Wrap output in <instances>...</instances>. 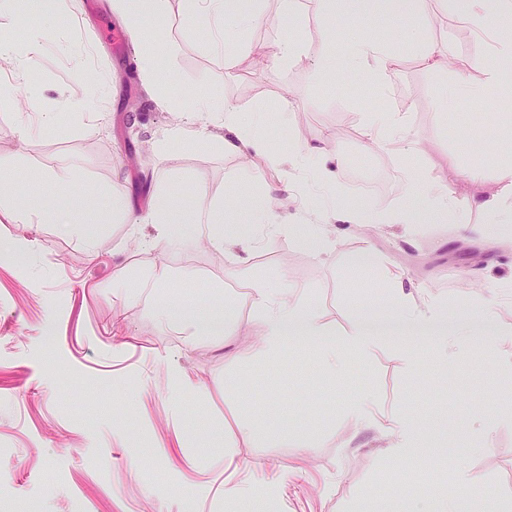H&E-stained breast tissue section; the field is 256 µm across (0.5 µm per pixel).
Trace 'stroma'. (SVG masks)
Masks as SVG:
<instances>
[{"instance_id":"stroma-1","label":"stroma","mask_w":512,"mask_h":512,"mask_svg":"<svg viewBox=\"0 0 512 512\" xmlns=\"http://www.w3.org/2000/svg\"><path fill=\"white\" fill-rule=\"evenodd\" d=\"M262 5L264 20L217 53L177 0H167L144 34L161 55L162 108L138 68L141 42L112 0H61L44 52L27 63L26 87L0 97V162L36 215L31 224L0 223V237L31 244L24 265L0 258V512H429L445 491L459 512L512 505V233L484 236L495 218L469 204L498 191L501 171L512 166V89L460 96L461 84L483 80L471 63L488 45L454 14L428 24L437 0H426L420 18L364 16L352 24L339 0H295L286 23L276 19L279 0ZM354 32L397 53L384 79L346 69ZM284 37L299 41L306 57L270 69L264 51ZM425 40L447 43L454 67L422 66ZM80 56L87 68L76 65ZM326 58L339 73L318 71ZM186 91L260 111L281 163L212 148L208 129L199 144L157 152ZM81 100L105 109L99 133L84 132L73 108ZM289 102L299 110L286 118ZM37 108L56 113V128L20 138L18 113ZM382 111L406 113L410 141L367 143L363 122ZM311 143L321 145L347 199L360 192L348 175L358 160L388 174L387 188L367 196L379 208L398 206L417 175L449 185L457 206L412 224L333 220V247L321 256L284 233L232 277L205 236L162 252L152 226L134 232L112 221L107 188L124 191L140 214L161 184L173 202L202 211L222 199L216 223L243 224L267 186L315 187L286 160ZM475 166L484 174L478 183L466 177ZM64 167L76 173L72 188L45 183L47 172ZM60 205L86 237L58 231L50 214ZM366 252L374 263L354 266ZM125 264L166 275L132 294L112 286ZM283 275L305 288L338 342L360 315L388 313L397 276L415 310L487 309L494 333L446 364L423 339L416 367L397 342L362 358L344 355L335 373L317 341L270 356L250 283ZM161 301L197 313L219 301L235 322L224 335L190 338L152 316ZM229 355L236 363H226ZM365 391L381 412L419 417L440 456H389L385 427L353 426L345 409ZM485 425L495 428L494 445L480 450L475 431ZM461 467L480 476L479 489L453 484Z\"/></svg>"}]
</instances>
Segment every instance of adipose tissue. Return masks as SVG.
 <instances>
[{
	"label": "adipose tissue",
	"instance_id": "ef3b65f1",
	"mask_svg": "<svg viewBox=\"0 0 512 512\" xmlns=\"http://www.w3.org/2000/svg\"><path fill=\"white\" fill-rule=\"evenodd\" d=\"M423 4L424 0H342V10L352 18L376 12L389 17H412L422 14ZM444 8L460 16L477 36H492L497 26L512 23V0H445ZM180 9L187 18L205 24L210 47L217 52L224 47L228 20H256L259 3L258 0H180ZM45 45V33L38 28L33 29L21 44L1 34L0 60L10 63L11 68L0 72V82H22V60L40 53ZM182 112L183 120L170 127L157 140L158 152H165L174 141L197 143L198 130L202 127L223 129L224 134L218 146L224 152L244 154L251 151L262 154L266 151V141L258 130V113L247 112L229 102H217L210 98L194 99L183 106ZM455 205L456 200L449 186L441 183L428 186L416 180L397 209L389 211L361 207L345 211L344 218L352 224H410L419 212L440 215ZM112 219L117 223H127L134 219L141 224L155 225L158 240L166 248L188 243L190 232L205 234L214 249L235 250L234 268L238 271L248 266L253 251L265 239L284 230L301 247L315 254H325L332 247L324 225L299 224L282 228L264 199L255 204L252 222L244 232L225 230L223 225L203 219L196 210L175 208L166 190L162 188L157 189L151 208L135 218L125 208L121 196H114ZM251 288L253 306L268 353L276 354L287 348L288 344L325 336V327L300 287L283 279L276 283L257 280ZM402 301V294H394L392 304L395 312L389 317H360L345 342L346 350L352 355L362 356L393 338H406L421 333L429 335L435 355L446 361L471 344V319L458 317L446 325L434 326L424 316L403 308ZM347 418L357 426L385 425L394 437L390 453L399 459L419 457L427 443V432L419 422L398 412L380 415L373 406L371 396L367 394L361 395L350 405Z\"/></svg>",
	"mask_w": 512,
	"mask_h": 512
}]
</instances>
